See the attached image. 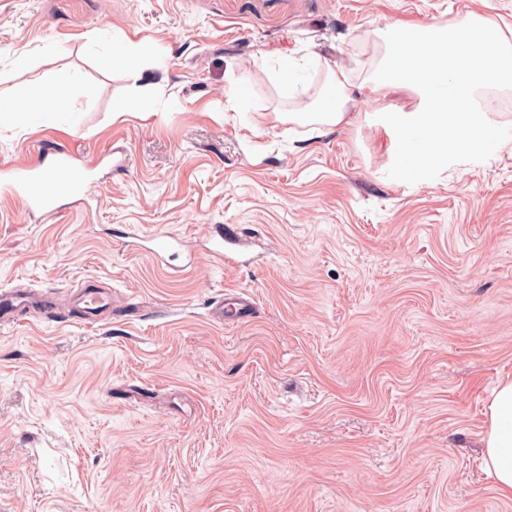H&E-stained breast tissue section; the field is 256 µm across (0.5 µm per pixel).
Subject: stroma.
Instances as JSON below:
<instances>
[{"label": "stroma", "instance_id": "35a3bbf8", "mask_svg": "<svg viewBox=\"0 0 512 512\" xmlns=\"http://www.w3.org/2000/svg\"><path fill=\"white\" fill-rule=\"evenodd\" d=\"M472 15L512 31V0H0V96L52 82L79 115L0 129V170L49 147L91 169L51 219L0 192V288L57 311L0 318V512H512L483 464L512 380V139L390 178L380 116L417 98L370 89L379 29ZM104 28L165 69L102 67ZM340 68L350 124L292 120ZM212 224L239 226L237 265ZM87 280L112 296L95 324Z\"/></svg>", "mask_w": 512, "mask_h": 512}]
</instances>
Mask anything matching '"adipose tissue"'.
Listing matches in <instances>:
<instances>
[{"mask_svg": "<svg viewBox=\"0 0 512 512\" xmlns=\"http://www.w3.org/2000/svg\"><path fill=\"white\" fill-rule=\"evenodd\" d=\"M97 40L107 47L99 56L102 65L122 60L129 78L140 79L146 68L140 46L121 35L100 32ZM58 92L53 86H45L38 100L18 104L13 100L0 99V126L4 125H55L73 121L71 112L61 108ZM351 100V89L344 74H332L322 93V109L307 113L306 118L323 126L349 124L347 105ZM484 460L487 471L493 476L501 496L512 499V380L501 382L493 391L490 402V419L485 432Z\"/></svg>", "mask_w": 512, "mask_h": 512, "instance_id": "1", "label": "adipose tissue"}]
</instances>
